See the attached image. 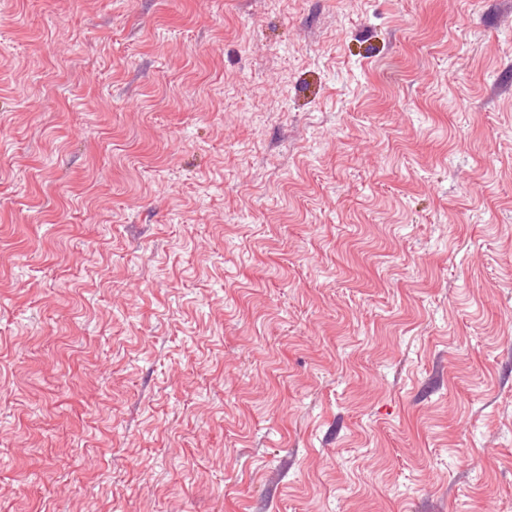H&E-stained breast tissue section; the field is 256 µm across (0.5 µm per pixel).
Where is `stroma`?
<instances>
[{"mask_svg":"<svg viewBox=\"0 0 512 512\" xmlns=\"http://www.w3.org/2000/svg\"><path fill=\"white\" fill-rule=\"evenodd\" d=\"M0 512H512V0H0Z\"/></svg>","mask_w":512,"mask_h":512,"instance_id":"stroma-1","label":"stroma"}]
</instances>
